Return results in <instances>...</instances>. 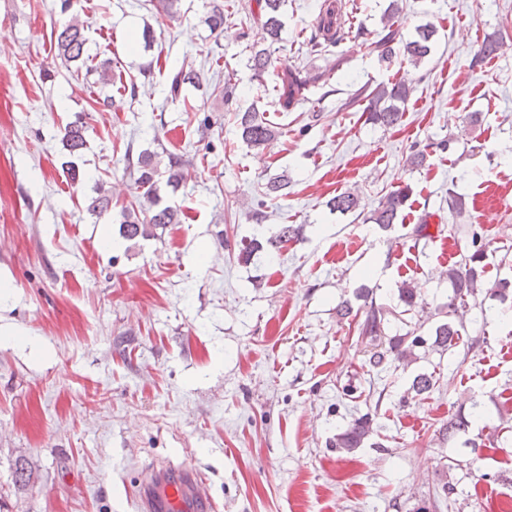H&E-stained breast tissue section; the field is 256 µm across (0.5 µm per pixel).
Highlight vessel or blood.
<instances>
[{
	"label": "vessel or blood",
	"instance_id": "vessel-or-blood-1",
	"mask_svg": "<svg viewBox=\"0 0 512 512\" xmlns=\"http://www.w3.org/2000/svg\"><path fill=\"white\" fill-rule=\"evenodd\" d=\"M200 472L165 468L142 482L133 496L136 512H214L216 504L203 492Z\"/></svg>",
	"mask_w": 512,
	"mask_h": 512
}]
</instances>
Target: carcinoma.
<instances>
[{
  "mask_svg": "<svg viewBox=\"0 0 512 512\" xmlns=\"http://www.w3.org/2000/svg\"><path fill=\"white\" fill-rule=\"evenodd\" d=\"M288 0H255L257 10H249L248 17L261 31V41L251 46L248 57L249 69L257 79L263 78L269 68L276 72L273 90L278 104L285 111H292L309 102L310 88L319 83L321 75L312 74L302 67L281 64L273 67L270 47L282 40L284 22L282 7ZM402 6L399 0H389L381 18L382 28L377 38L371 41L372 51L377 53L381 62H392L402 58L415 68L423 65L434 51L435 28L426 24L416 28L415 35L406 39L400 31L399 17ZM336 21L335 7L326 4L320 10L319 20L308 39L313 52H327L336 46V33L332 27ZM86 21L74 17L56 30L54 41L57 57L69 65L84 61L86 53ZM498 47L497 33L484 37L478 50L472 55L469 67L475 69L494 56ZM199 79V73L193 69L181 68L171 75L170 94L178 95L182 85ZM412 94V86L402 82H390L371 87L367 84L358 90V99L367 102L365 106L366 122L383 129L394 128L401 122L405 104ZM238 135L243 144L250 148H260L275 136L271 122L256 107L251 106L237 113ZM64 147L75 153L85 148V128L83 123L75 121L65 131ZM159 155L145 150L139 153L133 164L137 177V186L147 189L146 201L138 199L121 207L119 213V234L122 239L133 241L148 238L169 224L181 223L182 211L178 207L165 205L156 187V177L160 174ZM288 175L281 174L270 178L264 186L263 195L279 198L288 195ZM409 198V188L398 189L385 195L378 205L367 211L361 205L358 193L350 190L333 196L327 206L340 214L355 213L365 223L377 224L387 228L396 223ZM112 200L104 187H99L97 195L86 201V210L101 216L111 208ZM487 257L486 246L473 243V251L461 257L448 268V281L452 292L448 295L446 320L438 323L433 330V346L446 351L457 345L461 332L449 318H462L471 310L469 299L477 297L483 285L485 273L484 261ZM399 300L412 310L417 304L418 289L405 281L398 288ZM358 297L364 300L363 320L358 322L359 334L377 339L382 336L384 313L375 302L369 300V290L362 287ZM423 343L419 336L410 337V333L396 334L379 342L371 351L368 364L374 369H383L396 362L403 363L413 355V348ZM437 383L433 374L419 373L412 382L411 389L420 396L431 392ZM374 433L371 420L363 415L355 419L336 437V447L352 451L361 447Z\"/></svg>",
  "mask_w": 512,
  "mask_h": 512,
  "instance_id": "carcinoma-1",
  "label": "carcinoma"
}]
</instances>
